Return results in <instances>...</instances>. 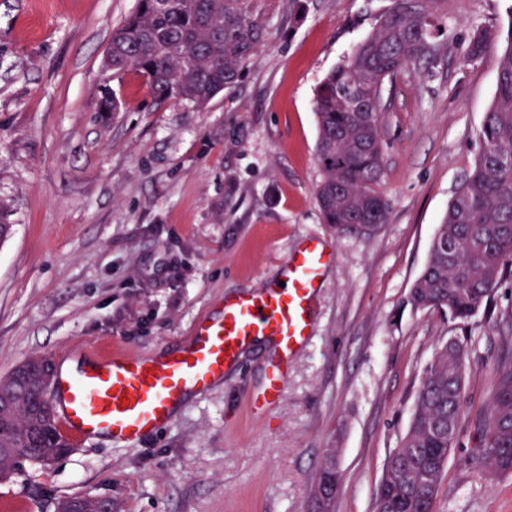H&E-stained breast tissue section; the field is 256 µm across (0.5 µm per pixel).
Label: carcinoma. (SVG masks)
I'll return each instance as SVG.
<instances>
[{
  "label": "carcinoma",
  "instance_id": "cac0c4a2",
  "mask_svg": "<svg viewBox=\"0 0 512 512\" xmlns=\"http://www.w3.org/2000/svg\"><path fill=\"white\" fill-rule=\"evenodd\" d=\"M439 0H392L377 31L344 63L330 71L315 100L317 164L315 201L339 236L376 235L388 222L390 204L378 190L384 166L381 115L386 106L372 94L394 84L406 70L428 77L448 49ZM267 31L254 0H136L131 14L112 30L104 69L117 77L134 70L146 77L159 101L180 99L203 108L234 85ZM482 30L471 37L465 59L494 53L497 92L480 130L483 149L451 200L434 237L429 260L414 282L417 308L463 323L488 303L512 273V25L506 47ZM115 90L101 86L98 111L116 112ZM467 359L463 344L439 346L417 389L407 432L385 462L373 512H435L451 450L470 429L474 463L491 477L512 475V366L499 370L481 411L465 421ZM0 395L12 409L0 414V476L28 460L58 455L70 447L53 406L35 401L11 375L0 378ZM338 449L327 448L311 489L310 512H334L340 487Z\"/></svg>",
  "mask_w": 512,
  "mask_h": 512
}]
</instances>
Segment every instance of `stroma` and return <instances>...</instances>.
I'll use <instances>...</instances> for the list:
<instances>
[{
	"instance_id": "obj_1",
	"label": "stroma",
	"mask_w": 512,
	"mask_h": 512,
	"mask_svg": "<svg viewBox=\"0 0 512 512\" xmlns=\"http://www.w3.org/2000/svg\"><path fill=\"white\" fill-rule=\"evenodd\" d=\"M391 5L259 0L266 40L205 108L156 100L130 72L112 81L121 110L101 112L104 52L135 0H0V203L13 226L0 242V376L34 355L60 365L105 344L161 355L225 299L276 279L304 238L336 254L314 297L312 343L268 414L252 408L275 358L260 341L137 447L73 441L66 456L0 481V502L307 512L317 463L336 448V512H372L384 460L451 337L468 351L465 417H475L512 364V276L463 325L414 307L409 292L496 97L492 57L464 60L467 41L478 29L504 34L512 0H440L449 33L437 77L403 73L382 116L388 222L372 238L340 239L314 197L315 98ZM435 509L512 512V478L483 474L462 435Z\"/></svg>"
}]
</instances>
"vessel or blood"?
Instances as JSON below:
<instances>
[{"label": "vessel or blood", "mask_w": 512, "mask_h": 512, "mask_svg": "<svg viewBox=\"0 0 512 512\" xmlns=\"http://www.w3.org/2000/svg\"><path fill=\"white\" fill-rule=\"evenodd\" d=\"M335 254L309 237L291 252L279 280L262 282L251 293L224 302L217 318L196 324L188 342L154 358L100 346L74 376L56 381V408L66 434L87 440L110 437L132 447L169 424L195 393L223 382L244 351L270 341L277 361L267 371L254 406L272 409L288 386V363L311 342L313 298Z\"/></svg>", "instance_id": "b4317fda"}]
</instances>
